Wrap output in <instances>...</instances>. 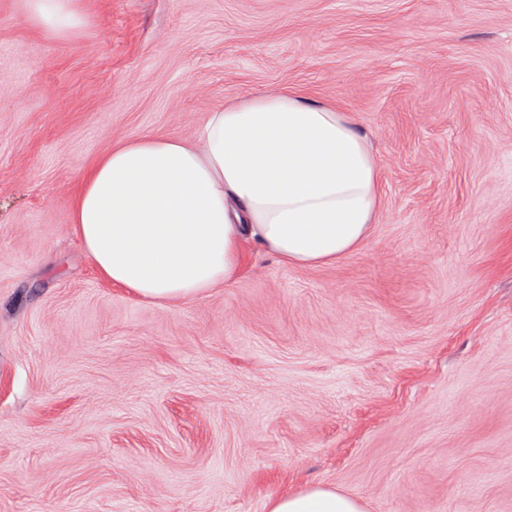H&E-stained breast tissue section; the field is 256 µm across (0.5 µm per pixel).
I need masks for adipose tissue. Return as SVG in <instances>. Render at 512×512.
Returning <instances> with one entry per match:
<instances>
[{
	"instance_id": "obj_1",
	"label": "adipose tissue",
	"mask_w": 512,
	"mask_h": 512,
	"mask_svg": "<svg viewBox=\"0 0 512 512\" xmlns=\"http://www.w3.org/2000/svg\"><path fill=\"white\" fill-rule=\"evenodd\" d=\"M29 18L67 37L76 0H27ZM380 213L376 154L347 113L278 90L208 112L190 139L138 135L81 178L72 229L105 281L146 300L190 301L241 272L244 243L286 264L354 251ZM271 512H361L314 488Z\"/></svg>"
}]
</instances>
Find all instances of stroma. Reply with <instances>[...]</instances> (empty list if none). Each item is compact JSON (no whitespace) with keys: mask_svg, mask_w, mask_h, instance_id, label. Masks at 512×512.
<instances>
[{"mask_svg":"<svg viewBox=\"0 0 512 512\" xmlns=\"http://www.w3.org/2000/svg\"><path fill=\"white\" fill-rule=\"evenodd\" d=\"M0 0V512H512V0ZM291 88L349 112L381 214L349 255L247 244L189 302L103 280L79 174ZM27 12L34 23L60 37L74 34L87 23L76 0H27ZM271 512H361L352 498L334 490L314 488L276 500Z\"/></svg>","mask_w":512,"mask_h":512,"instance_id":"1","label":"stroma"}]
</instances>
